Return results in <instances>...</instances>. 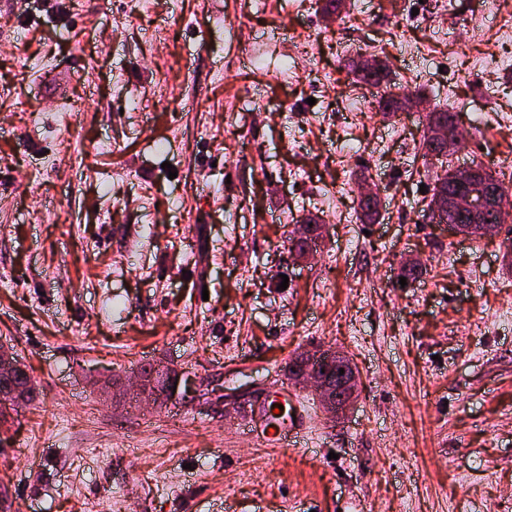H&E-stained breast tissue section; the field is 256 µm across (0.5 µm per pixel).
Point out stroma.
Returning <instances> with one entry per match:
<instances>
[{"label":"stroma","mask_w":512,"mask_h":512,"mask_svg":"<svg viewBox=\"0 0 512 512\" xmlns=\"http://www.w3.org/2000/svg\"><path fill=\"white\" fill-rule=\"evenodd\" d=\"M446 2L0 0V344L36 387L0 512H512V221L423 220L420 153L452 109L449 165L512 186V0ZM364 55L423 106L354 112ZM329 346L361 380L333 421L288 379ZM166 364L225 405L134 401ZM283 386L312 425L271 448L244 419ZM441 112H437L439 116L446 121H448V116L455 117L457 115L456 112H451L448 110H439ZM436 112H431L429 114V139L434 145H441L443 147V153L452 154L455 148L458 147L459 141H461L463 136V128L460 124H456L452 134H448V131L442 121L439 120L438 114ZM429 139L424 133L423 141L421 145L422 150V158H424V163H427V160L433 158V150L431 148V143Z\"/></svg>","instance_id":"35a3bbf8"}]
</instances>
